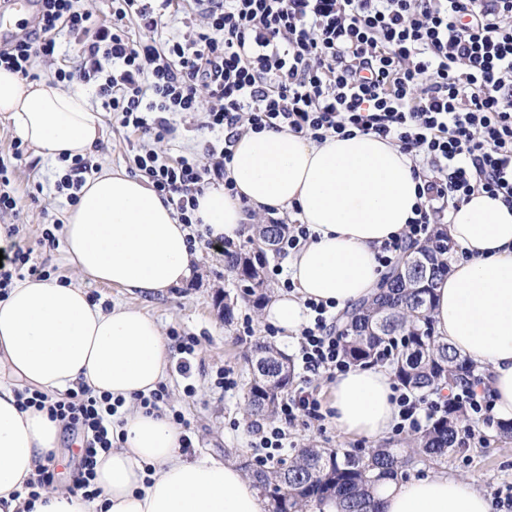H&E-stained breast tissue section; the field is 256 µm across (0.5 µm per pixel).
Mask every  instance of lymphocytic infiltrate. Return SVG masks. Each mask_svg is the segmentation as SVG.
Returning <instances> with one entry per match:
<instances>
[{
    "instance_id": "1",
    "label": "lymphocytic infiltrate",
    "mask_w": 512,
    "mask_h": 512,
    "mask_svg": "<svg viewBox=\"0 0 512 512\" xmlns=\"http://www.w3.org/2000/svg\"><path fill=\"white\" fill-rule=\"evenodd\" d=\"M36 5L32 30L0 46L7 69L30 78L34 58L58 55L56 35L65 29L83 36L82 53L56 80L96 84L121 127L162 140L176 132L178 116L205 111L213 138L203 157L167 162L143 148L133 158L186 226L209 185L235 195L226 176L233 147L245 132L265 129L318 142L372 134L429 161L433 174L418 188L414 219L376 250L384 268L407 243L431 238L443 207L474 192L512 207V0H112L110 18L97 23L77 0ZM169 13L185 16L188 36L159 38ZM202 87L212 100L206 110L197 97ZM28 273L49 275L31 251L0 248V298ZM305 307L293 364L335 381L352 368L336 303L309 299ZM394 400L397 434L420 430L447 407L404 386ZM18 401L79 433L76 486L87 488L99 451L112 446L117 404L84 386L59 398L25 390ZM302 419H325L305 386L280 400L275 418L252 424L256 464L279 459L289 426Z\"/></svg>"
}]
</instances>
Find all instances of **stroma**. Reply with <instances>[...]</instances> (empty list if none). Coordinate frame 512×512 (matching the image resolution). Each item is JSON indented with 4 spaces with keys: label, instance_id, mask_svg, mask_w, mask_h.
Listing matches in <instances>:
<instances>
[{
    "label": "stroma",
    "instance_id": "obj_1",
    "mask_svg": "<svg viewBox=\"0 0 512 512\" xmlns=\"http://www.w3.org/2000/svg\"><path fill=\"white\" fill-rule=\"evenodd\" d=\"M101 118L102 133L93 151L98 164H108L131 175L136 172L133 145L142 143L161 156L175 158L201 152L209 137L203 127L205 115L201 112L178 118L175 136L146 142L121 128L112 113H102ZM56 171V166L34 149H26L12 174L17 207L15 211L0 213V226L21 225L20 245L33 249L37 260L45 263L53 278L76 283L79 274L68 261L63 246L49 248L40 243L46 224L63 219L68 207L66 198L55 190ZM86 291L97 294L103 303L139 307L159 322L163 334L174 331L193 340L195 353L190 373L182 374L178 366H171L165 383L169 404L182 411L190 422L193 442L190 453L218 455L236 465L253 460L250 426L254 418L245 410L252 371L243 360L242 351L251 340L268 338L291 355L297 339L269 335L266 326L258 320V312L243 302L238 303L232 323H225L220 300L226 294L237 295L239 283L234 274L225 270L223 255L200 246L191 276L161 298L141 300L123 289L93 283L87 284ZM246 316L253 321V334L249 337L240 331ZM225 367L234 370L238 382L236 389L229 392L218 383V372ZM477 431L478 439L461 444L441 461L413 464L401 472V479L445 472L474 480L479 489L491 496L512 494V438L501 437L495 420L479 423ZM289 433L298 448H344L358 453L370 445L367 439L344 433L329 418L320 425L297 422Z\"/></svg>",
    "mask_w": 512,
    "mask_h": 512
}]
</instances>
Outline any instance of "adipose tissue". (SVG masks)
<instances>
[{"label":"adipose tissue","mask_w":512,"mask_h":512,"mask_svg":"<svg viewBox=\"0 0 512 512\" xmlns=\"http://www.w3.org/2000/svg\"><path fill=\"white\" fill-rule=\"evenodd\" d=\"M0 113L16 136L52 162L84 156L101 136L88 97L51 80L27 81L0 68ZM410 155L374 135L315 142L282 130L243 134L227 176V196L211 186L194 212L212 240L247 236L250 218L294 209L311 236L285 262L292 292L262 313L283 334L306 322V299L353 308L377 292L382 269L374 249L401 233L419 204ZM172 206L145 180L102 166L86 179L64 218L66 255L82 284L28 277L0 298V512H264L251 479L211 455L185 458L180 429L146 412L137 395L165 382L171 349L159 324L138 307L91 303L84 282L162 295L191 274L195 252ZM448 238L459 257L434 288L438 336L486 373L494 414L512 421V209L477 192L451 209ZM88 386L122 399L112 423L114 447L99 453L87 499L66 484L27 481L56 453L61 424L46 411L19 409L26 387L62 393ZM389 374L360 367L337 376L333 420L346 434L382 439L398 417ZM381 512H492L474 481L440 472L387 481Z\"/></svg>","instance_id":"ef3b65f1"}]
</instances>
